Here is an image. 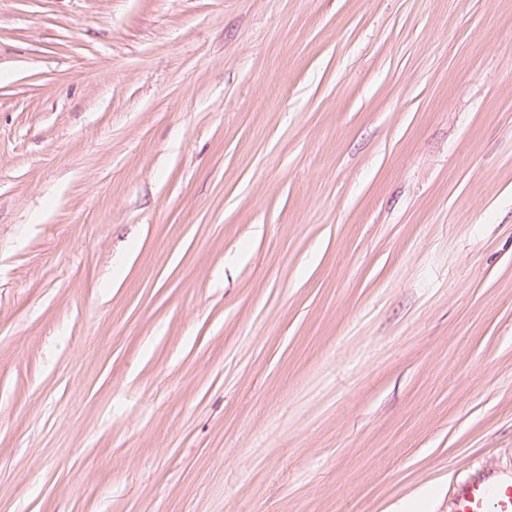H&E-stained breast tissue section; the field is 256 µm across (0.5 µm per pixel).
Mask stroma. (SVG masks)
<instances>
[{
  "label": "stroma",
  "instance_id": "35a3bbf8",
  "mask_svg": "<svg viewBox=\"0 0 512 512\" xmlns=\"http://www.w3.org/2000/svg\"><path fill=\"white\" fill-rule=\"evenodd\" d=\"M512 477V0H0V512H452Z\"/></svg>",
  "mask_w": 512,
  "mask_h": 512
}]
</instances>
